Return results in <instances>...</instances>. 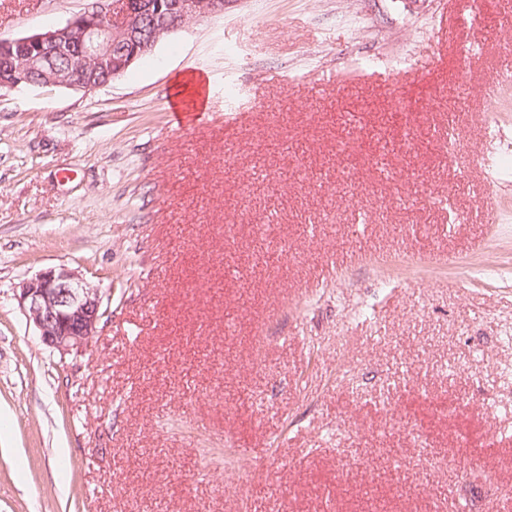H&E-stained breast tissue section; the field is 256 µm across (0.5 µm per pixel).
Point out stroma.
<instances>
[{"label":"stroma","instance_id":"obj_1","mask_svg":"<svg viewBox=\"0 0 512 512\" xmlns=\"http://www.w3.org/2000/svg\"><path fill=\"white\" fill-rule=\"evenodd\" d=\"M508 56L512 0H224L1 90L0 512H512ZM59 265L104 311L65 355L18 303Z\"/></svg>","mask_w":512,"mask_h":512}]
</instances>
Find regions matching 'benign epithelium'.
Listing matches in <instances>:
<instances>
[{
  "mask_svg": "<svg viewBox=\"0 0 512 512\" xmlns=\"http://www.w3.org/2000/svg\"><path fill=\"white\" fill-rule=\"evenodd\" d=\"M167 4L185 22L224 11L223 0H212L207 8L200 0H167ZM147 25L156 37L176 31L161 11V0H95L90 9L61 26L19 38L0 37V67L6 69L0 74V90L23 84L95 89L97 85L84 76L57 78L54 60L93 61L111 81L148 48L141 38ZM18 302L43 344L62 354L86 347L103 316L99 290L64 265L25 280Z\"/></svg>",
  "mask_w": 512,
  "mask_h": 512,
  "instance_id": "1",
  "label": "benign epithelium"
}]
</instances>
